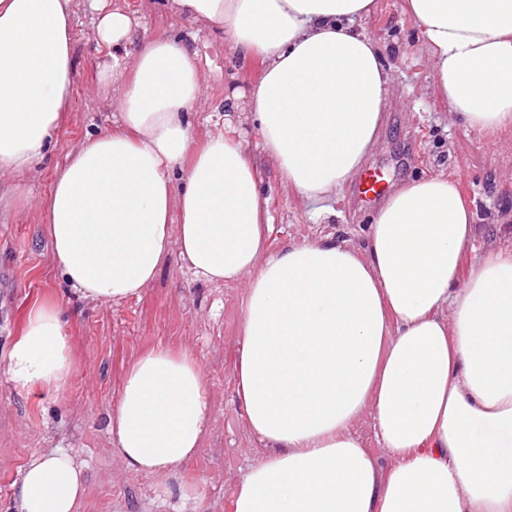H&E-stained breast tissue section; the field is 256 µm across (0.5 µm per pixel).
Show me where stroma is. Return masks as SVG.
Listing matches in <instances>:
<instances>
[{"mask_svg":"<svg viewBox=\"0 0 512 512\" xmlns=\"http://www.w3.org/2000/svg\"><path fill=\"white\" fill-rule=\"evenodd\" d=\"M140 17L144 38L174 37L196 50L203 74L193 109L192 147H199L225 121L246 111L260 62L241 66L220 30L170 15L163 0H104ZM90 0L75 4L73 97L66 123L54 133L48 160L24 185L10 212L0 214V355L17 336L34 306L61 304L76 355L65 394L20 392L0 380V512L21 484L27 461L64 449L85 463L86 493L79 512H232L236 485L253 464L255 440L235 393L234 362L241 344L244 285L217 287L170 256L139 297L119 305H94L63 282L52 259L41 201L55 167L90 134L111 128L112 97L100 91L97 71L107 62L92 38ZM356 27L372 37L391 68L392 95L368 168L380 171L388 189L419 176L455 180L476 213L477 253L512 245V129L489 140L460 121H449L437 95L429 53L403 0H374ZM240 140L263 172L274 232L270 251L333 233L362 244L372 206L348 184L314 203L288 190L262 148L257 127L243 124ZM190 349L199 358L210 404V424L196 454L197 499L182 502L185 470L162 482L128 469L111 444L108 412L126 367L157 346Z\"/></svg>","mask_w":512,"mask_h":512,"instance_id":"obj_1","label":"stroma"}]
</instances>
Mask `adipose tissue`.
Here are the masks:
<instances>
[{
    "label": "adipose tissue",
    "mask_w": 512,
    "mask_h": 512,
    "mask_svg": "<svg viewBox=\"0 0 512 512\" xmlns=\"http://www.w3.org/2000/svg\"><path fill=\"white\" fill-rule=\"evenodd\" d=\"M224 30L263 71L248 110L289 189L320 200L362 168L392 85L356 29L373 0H167ZM452 118L512 128V0H404ZM122 7L93 39L110 60L118 126L86 136L43 205L52 257L98 305L138 296L170 253L205 281H245L236 395L259 447L233 512H512V246L474 256L475 211L445 176L413 179L376 210L364 245L329 234L272 252L260 172L218 133L189 152L196 55L146 40ZM73 0H0V198L13 200L70 111ZM76 361L60 305L32 310L0 360L15 389L62 394ZM370 414L381 465L353 426ZM205 378L189 351L128 367L108 416L138 474L197 451ZM84 463L30 458L13 512H77Z\"/></svg>",
    "instance_id": "adipose-tissue-1"
}]
</instances>
